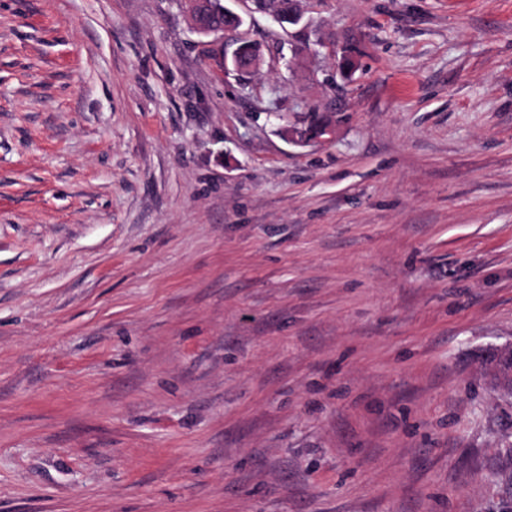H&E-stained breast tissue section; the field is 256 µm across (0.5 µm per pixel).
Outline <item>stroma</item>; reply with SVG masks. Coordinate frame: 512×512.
I'll use <instances>...</instances> for the list:
<instances>
[{
  "label": "stroma",
  "mask_w": 512,
  "mask_h": 512,
  "mask_svg": "<svg viewBox=\"0 0 512 512\" xmlns=\"http://www.w3.org/2000/svg\"><path fill=\"white\" fill-rule=\"evenodd\" d=\"M299 9L0 0V512H512V0ZM201 12V19L208 25H223L224 30L229 29L232 24V20L227 17L226 10L227 6L223 3V0H206L200 6H198ZM194 30L203 37L213 36L215 39L224 38V68L229 70V66L236 65L239 59V40L241 37L238 36L236 29H229L226 33L224 30H212L208 29L199 21L192 22ZM228 46H233L230 56L228 54ZM509 347L498 350L493 354L491 364V385L505 394H511V359L502 361V356L508 353Z\"/></svg>",
  "instance_id": "35a3bbf8"
}]
</instances>
